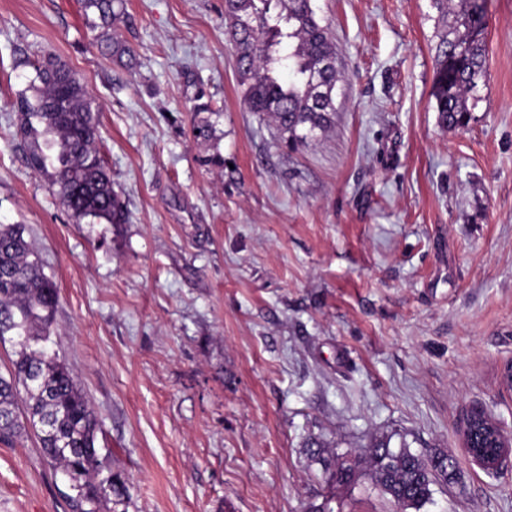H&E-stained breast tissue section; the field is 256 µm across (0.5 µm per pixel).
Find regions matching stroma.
<instances>
[{"label": "stroma", "mask_w": 512, "mask_h": 512, "mask_svg": "<svg viewBox=\"0 0 512 512\" xmlns=\"http://www.w3.org/2000/svg\"><path fill=\"white\" fill-rule=\"evenodd\" d=\"M341 78L332 121L288 150L248 111L224 0H125L100 49L81 0H0V224L58 284L49 347L73 369L127 512H394L311 451L372 438L455 459L421 512H512L461 442L480 406L512 432V0H488V81L439 121L433 0H314ZM53 54L101 106L122 224L66 211L17 147L14 103ZM209 95L213 138L190 100ZM35 437L0 443V512H70Z\"/></svg>", "instance_id": "35a3bbf8"}]
</instances>
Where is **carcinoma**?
<instances>
[{
	"label": "carcinoma",
	"instance_id": "obj_1",
	"mask_svg": "<svg viewBox=\"0 0 512 512\" xmlns=\"http://www.w3.org/2000/svg\"><path fill=\"white\" fill-rule=\"evenodd\" d=\"M453 26L436 47L432 96L440 123L465 127L482 98L488 75L486 0H434ZM102 30L105 54L132 60L130 49L110 34L121 0H83ZM250 26L238 25V19ZM224 20L239 55V86L250 111L274 122L291 149L308 142L331 123L333 91L340 70L325 74L314 88L312 70L336 58L328 32L316 17L312 0H227ZM34 94L18 95L22 116L19 148L28 167L47 173L62 205L81 218L126 221L124 202L97 149L101 139L100 106L82 78L59 58L48 56L35 66ZM59 293L44 272L25 224H0V343L10 341L15 359L9 376L0 374V442L12 444L33 430L47 463L75 475L72 512H126L127 487L110 463L112 449L98 446L101 428L72 369L47 343L53 332ZM329 478L351 486L367 475L386 495L395 512L418 510L433 486L458 478L453 458L424 459L390 439L374 438L363 452L336 454L313 450Z\"/></svg>",
	"mask_w": 512,
	"mask_h": 512
}]
</instances>
